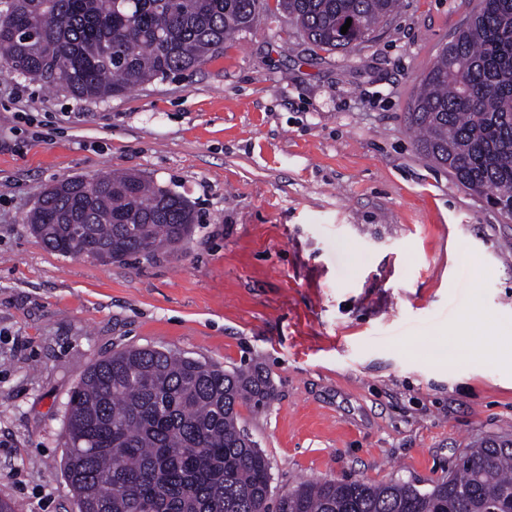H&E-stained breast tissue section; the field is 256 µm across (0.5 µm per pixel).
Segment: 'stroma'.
Masks as SVG:
<instances>
[{
  "label": "stroma",
  "mask_w": 512,
  "mask_h": 512,
  "mask_svg": "<svg viewBox=\"0 0 512 512\" xmlns=\"http://www.w3.org/2000/svg\"><path fill=\"white\" fill-rule=\"evenodd\" d=\"M473 0H401L347 52L276 0L219 56L84 100L0 69V498L77 512L66 403L123 347L258 368L240 410L272 492L306 480L446 478L512 434V220L416 148L406 112ZM143 174L199 225L178 250L102 264L48 251L27 218L65 176Z\"/></svg>",
  "instance_id": "obj_1"
}]
</instances>
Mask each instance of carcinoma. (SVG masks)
Segmentation results:
<instances>
[{
    "instance_id": "cac0c4a2",
    "label": "carcinoma",
    "mask_w": 512,
    "mask_h": 512,
    "mask_svg": "<svg viewBox=\"0 0 512 512\" xmlns=\"http://www.w3.org/2000/svg\"><path fill=\"white\" fill-rule=\"evenodd\" d=\"M0 66L97 100L193 69L257 23L267 0H0ZM399 0H277L311 44L369 41ZM346 33H341L347 19ZM425 157L471 194L512 200V0H476L407 112ZM189 200L135 173L69 176L28 218L46 248L122 261L176 247ZM270 380L156 348L95 360L66 410L64 477L78 512H512V436L480 441L427 491L404 482L303 481L271 500V464L239 425Z\"/></svg>"
}]
</instances>
